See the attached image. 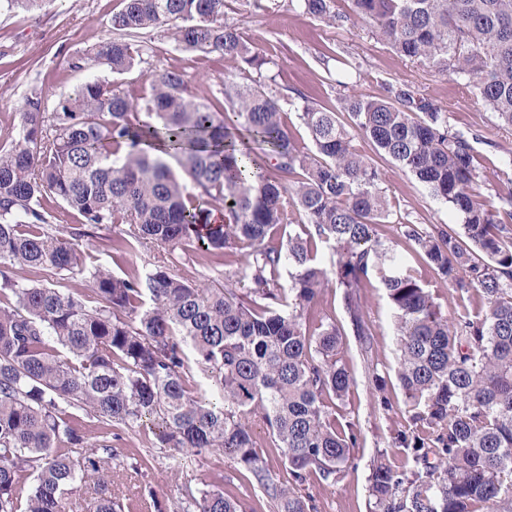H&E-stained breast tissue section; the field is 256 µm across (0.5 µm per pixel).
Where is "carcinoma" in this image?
Segmentation results:
<instances>
[{
  "mask_svg": "<svg viewBox=\"0 0 512 512\" xmlns=\"http://www.w3.org/2000/svg\"><path fill=\"white\" fill-rule=\"evenodd\" d=\"M225 2L121 0L109 35L91 48L123 75L142 58L140 36L167 26L179 50L231 63L240 80L225 79L224 104L195 98L175 68L152 70L136 98L121 82L93 77L51 112L32 92L18 137L0 149V512H70L74 492L84 512H161L151 492L125 500L112 467V430L147 426L158 447L184 459L219 452L245 467L273 512H310L300 486L312 474L342 479L360 432L333 411L352 383L336 324L312 334L307 314L335 283L370 349L361 289L374 280L397 319L398 379L423 435L392 437L389 446L409 459L402 469L382 455L374 462L373 512H512V187L494 209L480 202L468 140L450 129L445 109L404 85L383 97L344 94L332 110L304 101L300 119L315 151L300 148L277 93L252 77L271 59L224 20ZM352 3L396 54L476 82L512 127V0ZM289 7L330 26L346 18L336 0ZM355 133L461 218L460 232L406 221L400 236L442 283L480 294L482 316L448 318L383 245L382 172L354 149ZM169 157L201 199L224 207V223H200ZM50 199L87 224L119 228V257L138 245L195 248L224 266V285H192L164 260L123 276L89 265L84 232L52 230ZM294 223L301 232L280 242ZM30 268L80 277L88 291L28 284L19 272ZM93 295L101 305H90ZM71 408L96 421L95 440ZM253 416L288 464L289 485L270 484ZM181 512L241 505L209 487L188 493Z\"/></svg>",
  "mask_w": 512,
  "mask_h": 512,
  "instance_id": "obj_1",
  "label": "carcinoma"
}]
</instances>
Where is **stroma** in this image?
Wrapping results in <instances>:
<instances>
[{
  "label": "stroma",
  "instance_id": "obj_1",
  "mask_svg": "<svg viewBox=\"0 0 512 512\" xmlns=\"http://www.w3.org/2000/svg\"><path fill=\"white\" fill-rule=\"evenodd\" d=\"M267 10L255 9L252 0H226L225 19L239 24L248 41L258 51L272 58L266 69L280 97L288 125L302 147L311 141L299 113L304 101L332 108L342 93L343 83L355 82L358 92L381 97L391 84H405L419 93L433 97L447 111L448 125L468 139L474 163L485 179L479 192L485 203L496 202L502 189L512 187V128L499 124L479 98L474 85H464L447 75L430 71L418 62L401 57L371 30L353 18L351 0H338L337 9L347 14V21L330 26L319 20L296 15L288 0H275ZM120 0H47L37 11L0 9V145H9L17 136L19 113L33 90H42L48 107H55L91 77H110L106 65L94 60L90 48L105 35ZM150 51L143 61L122 75L126 88L142 93L149 72L158 66L185 72L191 92L204 101H216L229 65L217 53H186L175 49L166 29L158 28L144 36ZM356 151L376 158L384 176L381 188L394 213L414 223L459 227L460 219L447 205L431 196L429 190L411 174L390 160L377 158L371 142L357 137ZM52 222L65 227H80L84 244L94 262L109 266L117 275L131 267L154 261L160 248L146 245L126 259L113 260L112 239L117 230L109 224L84 223L75 212L60 204H49ZM385 245L406 253L410 265L438 298L448 316L476 314L485 308L476 293H459L441 283L432 269L416 254L407 253L399 227H381ZM174 270L186 281L211 286L223 282L224 270L212 264L202 251L176 249ZM365 314L374 336L371 351H364L355 336L346 311L343 291L326 288L310 318L311 327L335 322L342 336L339 355L348 366L354 383L336 412L355 419L360 430L359 444L353 450L352 463L342 480L311 476L301 492L308 496L311 512H371L369 485L371 469L378 456H385L400 467L404 457L389 442L399 431L414 427L413 410L407 403L397 378V336L395 318L382 288L371 284L363 291ZM386 382L385 394L390 409L377 403L372 377ZM150 430L123 434L114 441V466L126 470L128 495L154 493L163 512H175L186 489L201 488L209 481L232 492L244 512H270L268 498L252 474L225 460L223 454L206 452L196 462L177 466L169 449L154 445Z\"/></svg>",
  "mask_w": 512,
  "mask_h": 512
}]
</instances>
